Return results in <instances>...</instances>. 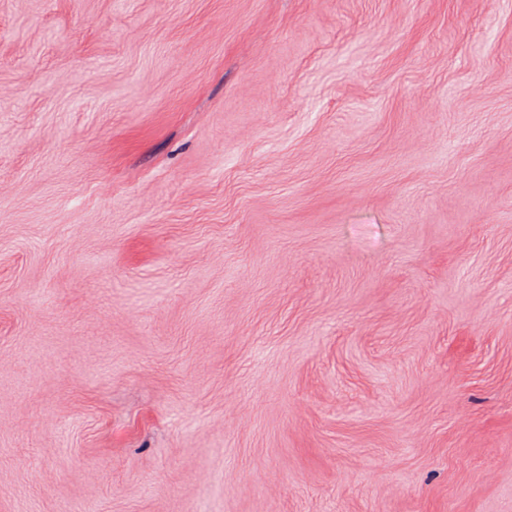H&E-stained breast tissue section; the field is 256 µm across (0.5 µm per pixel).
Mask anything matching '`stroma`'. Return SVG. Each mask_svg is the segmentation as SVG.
Here are the masks:
<instances>
[{
	"label": "stroma",
	"mask_w": 512,
	"mask_h": 512,
	"mask_svg": "<svg viewBox=\"0 0 512 512\" xmlns=\"http://www.w3.org/2000/svg\"><path fill=\"white\" fill-rule=\"evenodd\" d=\"M0 512H512V0H0Z\"/></svg>",
	"instance_id": "1"
}]
</instances>
